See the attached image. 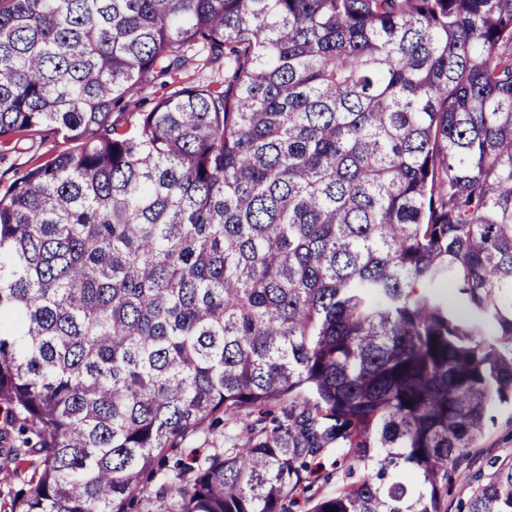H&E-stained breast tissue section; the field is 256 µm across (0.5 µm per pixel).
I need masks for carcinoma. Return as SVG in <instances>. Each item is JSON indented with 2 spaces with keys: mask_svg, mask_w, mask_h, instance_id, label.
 I'll list each match as a JSON object with an SVG mask.
<instances>
[{
  "mask_svg": "<svg viewBox=\"0 0 512 512\" xmlns=\"http://www.w3.org/2000/svg\"><path fill=\"white\" fill-rule=\"evenodd\" d=\"M194 48L224 89L119 133ZM44 128L0 191L10 512H448L512 406V0H0V138ZM210 445L205 442L204 436L190 437L178 444L177 448H170L168 454L170 457L181 458L184 461H190L195 455L202 456L209 452ZM32 473L30 462L12 461L6 463L0 458V512H7L10 492L21 486V481L28 480Z\"/></svg>",
  "mask_w": 512,
  "mask_h": 512,
  "instance_id": "obj_1",
  "label": "carcinoma"
}]
</instances>
